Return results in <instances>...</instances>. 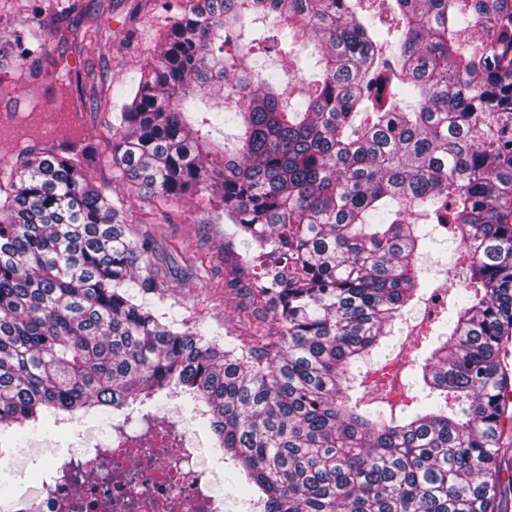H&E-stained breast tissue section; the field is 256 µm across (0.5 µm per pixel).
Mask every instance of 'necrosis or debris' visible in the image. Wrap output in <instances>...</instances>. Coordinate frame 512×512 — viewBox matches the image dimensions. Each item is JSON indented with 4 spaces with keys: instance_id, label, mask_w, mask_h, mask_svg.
<instances>
[{
    "instance_id": "necrosis-or-debris-1",
    "label": "necrosis or debris",
    "mask_w": 512,
    "mask_h": 512,
    "mask_svg": "<svg viewBox=\"0 0 512 512\" xmlns=\"http://www.w3.org/2000/svg\"><path fill=\"white\" fill-rule=\"evenodd\" d=\"M79 437L80 450L52 456L10 512H224L215 472L178 425L147 430L120 416L110 437Z\"/></svg>"
}]
</instances>
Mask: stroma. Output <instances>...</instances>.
<instances>
[{
	"label": "stroma",
	"mask_w": 512,
	"mask_h": 512,
	"mask_svg": "<svg viewBox=\"0 0 512 512\" xmlns=\"http://www.w3.org/2000/svg\"><path fill=\"white\" fill-rule=\"evenodd\" d=\"M165 2L72 0V11L64 13L55 0H0V114L42 113L53 106L80 113L84 140L96 150L88 178L122 200L132 237L150 241L151 272L166 303L178 317L203 322L220 341L226 332H239V308L250 300L247 277L234 271L239 241L225 235L223 225L204 223L213 204L209 194L153 197L112 164V91L136 83L142 67L159 58L168 32ZM90 9L100 13L103 30L87 18ZM36 21L49 46L25 71L9 45Z\"/></svg>",
	"instance_id": "35a3bbf8"
}]
</instances>
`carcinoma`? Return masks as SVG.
<instances>
[{"label": "carcinoma", "instance_id": "cac0c4a2", "mask_svg": "<svg viewBox=\"0 0 512 512\" xmlns=\"http://www.w3.org/2000/svg\"><path fill=\"white\" fill-rule=\"evenodd\" d=\"M387 3L384 10L375 2ZM310 75L258 62L265 31ZM124 99L112 163L208 193L272 326L209 338L144 296L151 247L63 155L0 182V430L13 470L62 415L168 405L254 512H503L512 495V0H192ZM39 23L19 65L46 53ZM235 130L227 143L225 129ZM469 259L412 404L367 398L374 352ZM507 478H502L504 472Z\"/></svg>", "mask_w": 512, "mask_h": 512}]
</instances>
